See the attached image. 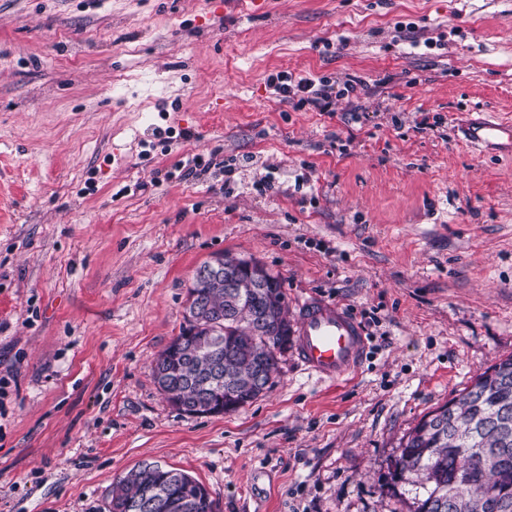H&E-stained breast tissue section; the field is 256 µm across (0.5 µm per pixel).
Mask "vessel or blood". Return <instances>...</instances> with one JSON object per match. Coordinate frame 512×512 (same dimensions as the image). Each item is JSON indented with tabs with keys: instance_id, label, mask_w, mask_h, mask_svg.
I'll return each instance as SVG.
<instances>
[{
	"instance_id": "1",
	"label": "vessel or blood",
	"mask_w": 512,
	"mask_h": 512,
	"mask_svg": "<svg viewBox=\"0 0 512 512\" xmlns=\"http://www.w3.org/2000/svg\"><path fill=\"white\" fill-rule=\"evenodd\" d=\"M465 142L512 154V123L495 117L461 123ZM295 357L319 379L342 381L358 369L367 338L356 316L336 302L312 295L298 307Z\"/></svg>"
}]
</instances>
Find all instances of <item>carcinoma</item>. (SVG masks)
<instances>
[{"mask_svg": "<svg viewBox=\"0 0 512 512\" xmlns=\"http://www.w3.org/2000/svg\"><path fill=\"white\" fill-rule=\"evenodd\" d=\"M208 307L185 319L159 355L153 377L187 415L241 408L267 391L288 351L291 325L279 277L264 271L237 288L192 283L187 296ZM471 472L459 488L457 474ZM393 484L423 489L410 512H512V356L499 360L460 395L427 413L403 438ZM109 512H213L207 490L189 474L143 462L108 490Z\"/></svg>", "mask_w": 512, "mask_h": 512, "instance_id": "cac0c4a2", "label": "carcinoma"}]
</instances>
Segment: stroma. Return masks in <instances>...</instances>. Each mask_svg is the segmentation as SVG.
I'll use <instances>...</instances> for the list:
<instances>
[{"label":"stroma","instance_id":"35a3bbf8","mask_svg":"<svg viewBox=\"0 0 512 512\" xmlns=\"http://www.w3.org/2000/svg\"><path fill=\"white\" fill-rule=\"evenodd\" d=\"M280 72L367 90L324 113ZM466 111L512 119V0H0V512H107L145 461L216 512H407L404 435L512 355V155ZM218 254L350 309L359 369L289 350L252 403L180 413L151 365ZM464 141L471 147L485 146L512 154V123L503 122L493 116L484 119L464 120L461 125Z\"/></svg>","mask_w":512,"mask_h":512}]
</instances>
